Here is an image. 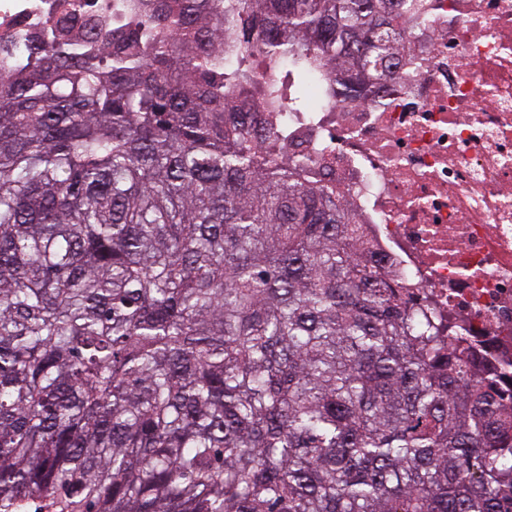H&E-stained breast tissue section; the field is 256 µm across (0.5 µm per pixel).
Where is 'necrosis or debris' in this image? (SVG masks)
Here are the masks:
<instances>
[{
  "mask_svg": "<svg viewBox=\"0 0 512 512\" xmlns=\"http://www.w3.org/2000/svg\"><path fill=\"white\" fill-rule=\"evenodd\" d=\"M136 0H0L23 45L64 7L82 21ZM397 77L363 101L278 112L288 148L352 202L364 247L512 394V0H417Z\"/></svg>",
  "mask_w": 512,
  "mask_h": 512,
  "instance_id": "necrosis-or-debris-1",
  "label": "necrosis or debris"
}]
</instances>
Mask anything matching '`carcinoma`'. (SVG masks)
<instances>
[{
	"instance_id": "1",
	"label": "carcinoma",
	"mask_w": 512,
	"mask_h": 512,
	"mask_svg": "<svg viewBox=\"0 0 512 512\" xmlns=\"http://www.w3.org/2000/svg\"><path fill=\"white\" fill-rule=\"evenodd\" d=\"M411 0H146L0 67V512H512V403L269 113Z\"/></svg>"
}]
</instances>
